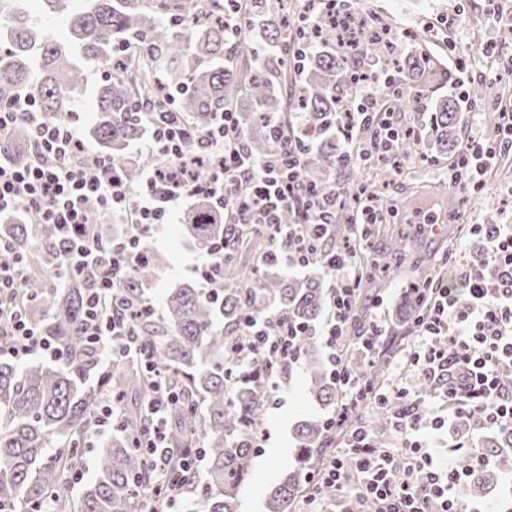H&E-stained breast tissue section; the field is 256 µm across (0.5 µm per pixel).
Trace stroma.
<instances>
[{"mask_svg":"<svg viewBox=\"0 0 512 512\" xmlns=\"http://www.w3.org/2000/svg\"><path fill=\"white\" fill-rule=\"evenodd\" d=\"M370 24L390 25L398 38L394 50L404 54L415 48L437 54L455 81L462 108L459 140L477 136L498 144V133L486 115L494 99L512 102V24H490L493 0H354ZM453 157L427 164L408 156L402 173L379 169L383 185L382 205L388 209V227L403 230L411 253L425 261L429 276H441L455 284L466 268L475 243L474 232L482 224H512V149L498 153L492 168L461 189L452 184ZM443 194H435V187ZM429 203L430 217L444 225L440 235H421L407 226L419 219L415 209ZM164 261L155 273L149 292L164 305L167 289L189 276L188 268L200 256L199 248L180 233L179 224L167 225L152 239ZM306 369L293 371L288 387L281 390V407H267L263 430L266 439L256 449L250 479L239 491L240 512H265L266 496L282 475L295 466L293 430L304 420L321 415L318 403L305 392Z\"/></svg>","mask_w":512,"mask_h":512,"instance_id":"1","label":"stroma"}]
</instances>
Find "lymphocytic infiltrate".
<instances>
[{"mask_svg": "<svg viewBox=\"0 0 512 512\" xmlns=\"http://www.w3.org/2000/svg\"><path fill=\"white\" fill-rule=\"evenodd\" d=\"M339 28L353 38L365 26L348 0H311L300 29L319 33ZM378 74H361L356 109L340 113L337 128L352 138L374 112L381 109ZM377 140L369 147L342 151L337 166L374 162L402 171L405 161L393 143L392 124L380 122ZM274 154L256 160L242 146V130L235 113H217L200 129L184 113H158L148 139L136 149L141 182L129 186L113 173L109 160L84 139L79 126L66 119L50 120L35 109L26 93L0 102V142L21 138L35 145L38 157L15 165L0 149V218L34 215L35 237L54 240L63 259L54 270L56 280L84 274L92 286L85 300L82 331L98 348L103 362L120 364L126 357L139 360L151 374V416L147 430L137 438L149 451L158 471H166L170 455L163 414L178 403L180 392L154 362L150 346L134 333L144 317H157L148 299L123 295L121 288L142 260L141 239L173 223L186 201L206 196L224 212L228 224L259 225L273 244L272 260L306 268L317 264L332 284L330 308L320 336L331 371L344 394L345 407L374 401L396 406L392 427L402 437L397 446L380 448L368 423L351 425L343 445L325 466L309 475L310 489L299 512H332L326 489L341 498L342 512H512V475L500 493L479 501L464 500L460 489L473 467H488L487 454L462 451L451 445L439 452L442 433L458 421L472 432L491 430L512 446V224H485L484 244L469 261L460 285L451 288L429 282L417 298L414 340L399 359L408 372L434 383L428 396L409 384L380 394L353 377L347 360L346 336L356 287L359 258L354 246L325 248L328 218L344 207L340 188L321 194L305 179L313 145L305 133L303 115H295L288 131L272 127ZM98 176H91V169ZM251 191L234 192L239 181ZM293 210L298 223L284 224L280 215ZM121 224V240H103L101 225ZM26 271L25 259L0 264V334L11 340L9 355L24 361L39 355L61 360L62 351L23 314L11 292ZM295 331L277 314L247 316L237 340L228 348L241 373L253 362L275 366L272 391L288 383L289 366L299 357L291 347Z\"/></svg>", "mask_w": 512, "mask_h": 512, "instance_id": "lymphocytic-infiltrate-1", "label": "lymphocytic infiltrate"}]
</instances>
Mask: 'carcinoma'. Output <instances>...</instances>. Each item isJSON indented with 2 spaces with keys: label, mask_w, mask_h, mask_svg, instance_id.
Returning <instances> with one entry per match:
<instances>
[{
  "label": "carcinoma",
  "mask_w": 512,
  "mask_h": 512,
  "mask_svg": "<svg viewBox=\"0 0 512 512\" xmlns=\"http://www.w3.org/2000/svg\"><path fill=\"white\" fill-rule=\"evenodd\" d=\"M23 0H0V16L10 19L8 54L0 55V102L19 91L28 92L39 111L60 117L68 112L85 89L87 72L94 66L113 65L118 44L134 41L137 52L120 74L109 77L96 92L95 122L90 134L101 152L112 158V169L134 186L140 180L138 161L130 147L143 133L144 114L174 107L184 112L200 129L216 112L237 111L245 94L254 112L242 129L247 150L256 158L272 149L270 119L304 113L315 153L305 171L307 180L327 191L332 184L323 172L336 159V116L352 109L360 70L354 57L338 54L325 43L307 53L304 84L292 89L288 58L275 52L288 39V14L275 15L267 0H249L251 19L264 35L248 34L231 41L224 38V14L230 5L211 0L217 7L208 26L183 29L184 16L175 14L165 23L146 7L144 0H40L41 14L58 20L59 28L47 37L39 19L20 7ZM366 47L386 59L387 73L405 75L404 83L391 80L383 87L386 108L393 112L415 101L433 78L450 82L438 58L415 49L404 57L389 58L387 41L373 35ZM165 70L166 83L174 91L171 102L155 82ZM429 148L444 156L458 151L456 125L458 102L453 93L430 104ZM364 165H355L343 186L352 199L367 190ZM180 224L194 245L205 250L224 240V284L218 300L205 297L196 279L189 278L166 295L160 321L146 319L136 324L139 338L153 346L155 362L169 379L194 401V407L174 413L169 439L174 454L201 443L207 469L192 485L193 512H239L238 489L252 471L254 437L262 430L270 396L268 369L264 362L252 364V377L235 379L236 366L224 357V347L236 338L246 314L281 313L288 323L302 329L294 351L308 362V394L328 414L341 413L342 394L331 378L324 345L311 328L329 306L330 289L319 273L297 277L279 270V264L262 267L236 264L242 239L254 251L267 252L266 236L247 228L229 236L224 215L204 196L185 210ZM32 225L14 224L6 237L12 248L0 252V263H10L23 254L26 273L17 281L15 293L29 317L63 351V360L32 363L22 368L0 361V506L26 505L54 512H141V494L159 479L150 457L133 439L149 420L145 399L151 378L132 365L106 368L98 351L80 328L82 297L86 282L72 276L57 291H46L43 273L58 263L49 239L34 243ZM391 255L365 257L357 269V281L385 278L390 261L405 254L403 234L392 231ZM140 249L148 256L122 291L130 297H148L161 256L142 239ZM352 370L373 387L390 389L385 359L359 360L356 338H349ZM121 394L116 409L120 432L95 459L92 479L74 498L67 487L83 462V448L103 391ZM324 418L300 422L295 427L296 454L300 465L286 471L269 491L266 512H296L308 483L306 474L316 470L341 437L340 430L327 431ZM485 470L475 471L461 488L466 499L487 493Z\"/></svg>",
  "instance_id": "obj_1"
}]
</instances>
